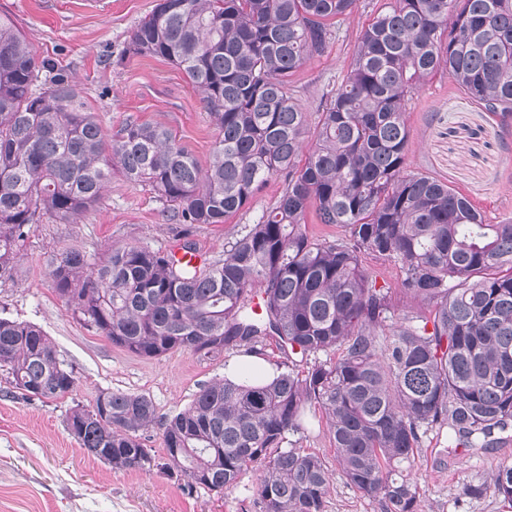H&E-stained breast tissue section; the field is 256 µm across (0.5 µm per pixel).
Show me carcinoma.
I'll use <instances>...</instances> for the list:
<instances>
[{
	"instance_id": "cac0c4a2",
	"label": "carcinoma",
	"mask_w": 512,
	"mask_h": 512,
	"mask_svg": "<svg viewBox=\"0 0 512 512\" xmlns=\"http://www.w3.org/2000/svg\"><path fill=\"white\" fill-rule=\"evenodd\" d=\"M357 7L157 0L125 53L185 74L217 130L206 167L162 125L131 118L107 135L82 89L62 73L41 79L55 64L37 63L24 34L0 18V279L13 275L32 225L76 222L99 204L114 169L151 187L182 222L186 251L194 225L224 223L285 175L258 223L199 266L132 245L95 260L69 249L51 261L58 297L130 353L260 356L273 339L286 358L270 381L254 370L202 386L172 417L125 392L75 408L71 434L112 469L156 468L221 493L257 465L261 512H325L321 458L281 449L317 407L348 482L385 512H417L405 471L422 435L446 433L455 454L490 448L512 428V220L486 223L468 196L407 164L408 107L441 69L486 111L512 113V0H382L311 124L293 76L327 52ZM311 210L345 233L308 235ZM366 253L397 262L400 291L428 313H395ZM0 368L30 398L77 386L46 333L24 320L0 316ZM152 425L162 429L159 458L141 442ZM490 487L512 504V466L467 492Z\"/></svg>"
}]
</instances>
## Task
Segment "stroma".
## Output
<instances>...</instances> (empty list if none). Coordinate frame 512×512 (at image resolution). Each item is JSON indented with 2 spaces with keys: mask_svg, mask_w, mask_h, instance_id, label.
<instances>
[{
  "mask_svg": "<svg viewBox=\"0 0 512 512\" xmlns=\"http://www.w3.org/2000/svg\"><path fill=\"white\" fill-rule=\"evenodd\" d=\"M374 2L360 0L327 53L295 75L305 112H314L318 94L341 81L351 40L369 20ZM154 5L155 0H0V17L22 31L36 60L54 62L81 86L107 134H116L132 117L157 123L205 166L217 132L184 75L167 61L124 53L134 27ZM408 125L410 169L468 196L487 223L512 219V117L486 112L440 72L414 96ZM283 186V175H275L224 223L195 226V249L207 259L220 254L226 242L259 221ZM179 225L148 187L116 172L98 206L78 223L47 220L32 226L13 279L0 280V311L46 332L72 370L77 390L54 401L32 400L0 370V512H260L259 467L248 468L235 487L217 494L155 470H112L88 455L67 428L72 410L91 407L102 390L145 395L159 415H176L202 384L223 379L228 363L239 359L234 350L211 358L189 351L159 358L129 353L85 326L51 287V260L64 250L100 256L128 244L167 251L177 244ZM309 420L298 446L319 455L330 474L325 512H382L378 499L345 478L321 413H310ZM502 465H512L511 431L494 447L457 455L449 454L443 437L427 432L409 472L418 512H512L494 493L465 492L466 484L485 482Z\"/></svg>",
  "mask_w": 512,
  "mask_h": 512,
  "instance_id": "35a3bbf8",
  "label": "stroma"
}]
</instances>
